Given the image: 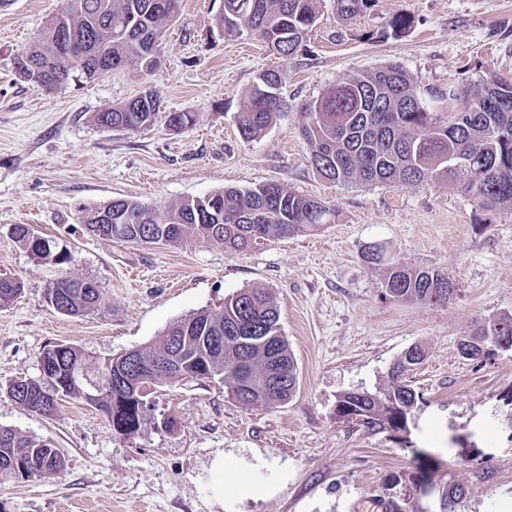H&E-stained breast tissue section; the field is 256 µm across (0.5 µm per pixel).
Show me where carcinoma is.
<instances>
[{
	"label": "carcinoma",
	"mask_w": 512,
	"mask_h": 512,
	"mask_svg": "<svg viewBox=\"0 0 512 512\" xmlns=\"http://www.w3.org/2000/svg\"><path fill=\"white\" fill-rule=\"evenodd\" d=\"M182 0H66L62 10L33 44L14 60L40 67L38 85L54 91L71 77L56 44L67 37L87 49L88 76L136 66L150 70L158 63L157 42L177 19ZM320 0H224L217 25L224 35L258 36L277 54L288 57L302 48L318 20ZM373 0H334L339 17L350 20L371 8ZM280 73L266 70L242 96L236 124L246 141L259 138L279 116L284 102L279 94ZM470 107L443 123L424 93L398 65H387L360 77L329 86L322 96L304 107L302 134L309 146L310 163L317 173L339 184L353 180L365 184H419L434 178L455 181L473 194L482 207L512 214V82L490 77L466 90ZM161 118L157 95L146 91L96 115L105 129L133 131ZM465 154L468 167L454 166L453 157ZM210 209H201L195 198L163 206H148L116 198L82 211L81 223L95 236L142 244L149 230L170 226L162 244H183L202 239L227 251L244 250L259 240L294 235L336 219V210L323 201L296 194L277 183H263L240 190L227 188L209 195ZM13 238L35 258L52 264L70 260L55 251L49 239L46 250L29 247L25 225L15 227ZM384 288L398 301L445 304L454 295L452 280L436 268H405L387 265ZM22 291V283L0 275V307L10 304ZM55 293L66 315L79 316L100 306V291L87 279L67 276L54 281L47 293ZM181 337L184 352L196 359L195 379L210 377V368L221 367L229 393L250 406H277L293 397L297 369L288 342L282 336L280 312L263 288H247L224 300V308H201L169 325L153 342L141 347L144 358L157 363L170 353L168 330ZM498 336H512V314L492 316L479 323L472 339L473 359H489L487 348ZM424 353L414 347L406 363L392 366L388 383L372 392L360 388L340 400L336 418L356 422L374 432H391L405 426L406 409L416 405L418 394L405 383L404 375L422 363ZM87 354L75 345L63 354L54 377L22 380L30 401L56 410L64 398L84 399V388L70 377L71 366L86 363ZM279 368L288 388L270 385L273 368ZM97 407L114 429L138 434L143 417L122 410L112 393L97 399ZM35 477L60 473L66 459L51 444L0 427V478H21L18 467ZM465 488L457 481L442 489L441 509L457 512Z\"/></svg>",
	"instance_id": "obj_1"
}]
</instances>
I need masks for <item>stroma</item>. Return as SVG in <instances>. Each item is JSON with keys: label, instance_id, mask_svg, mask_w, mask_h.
I'll use <instances>...</instances> for the list:
<instances>
[{"label": "stroma", "instance_id": "stroma-1", "mask_svg": "<svg viewBox=\"0 0 512 512\" xmlns=\"http://www.w3.org/2000/svg\"><path fill=\"white\" fill-rule=\"evenodd\" d=\"M224 0H183L152 70L129 68L70 79L54 92L22 80L15 57L36 41L64 0H11L0 7V274L23 289L0 308V427L44 440L66 458L50 478L0 481V512H382L414 496L416 452L428 454L438 512L448 481L466 488L458 512H512V350L485 362L459 344L484 318L512 313V216L483 209L445 178L422 184H337L309 160L302 108L336 81L390 62L421 92L444 93L489 75L512 81V0H375L352 21L333 0L304 46L283 57L255 36L219 35ZM413 18L401 37L393 16ZM279 70L288 107L257 140L235 114L242 93ZM151 90L163 112L196 122L135 131L104 129L95 116ZM275 182L324 201L334 223L240 252L203 241L130 244L86 231L81 211L116 197L159 206L227 187ZM26 224L70 254L34 259L11 236ZM389 262L447 271L445 305L385 296V269L364 261L370 244ZM93 280L100 310L59 313L46 289L62 274ZM263 288L280 311L297 362L294 396L276 407L231 397L221 378H174L153 386L139 433H116L96 408L59 401L44 415L16 403L9 386L40 377L47 345L74 343L96 358L148 344L168 325L225 298ZM425 359L405 376L421 396L406 437L338 420L346 392L384 386L412 346ZM235 463L258 488L224 507L216 460Z\"/></svg>", "mask_w": 512, "mask_h": 512}]
</instances>
